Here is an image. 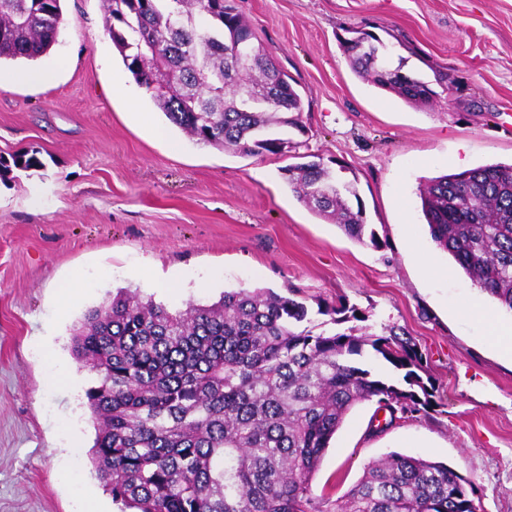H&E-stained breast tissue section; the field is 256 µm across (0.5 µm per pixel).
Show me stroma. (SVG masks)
I'll return each mask as SVG.
<instances>
[{"label":"stroma","mask_w":512,"mask_h":512,"mask_svg":"<svg viewBox=\"0 0 512 512\" xmlns=\"http://www.w3.org/2000/svg\"><path fill=\"white\" fill-rule=\"evenodd\" d=\"M258 42L297 82L300 154L341 165L381 247L363 245L297 200L288 158L195 143L139 88L104 30L103 0H63V67L46 87H0V155L35 150L42 168L0 177V512H119L95 476L85 392L97 376L71 352L83 313L120 288L170 310L224 290H297L316 331L318 303L345 299L369 323L405 328L428 358L440 404L430 418L374 422L357 405L312 481L334 508L365 466L392 452L448 464L481 512H512V360L498 326L474 315L476 288L430 237L425 179L512 163V0H233ZM368 25L408 70L440 65L460 96L426 106L362 80L340 46ZM415 234L448 278L421 279ZM80 276L67 303L59 285ZM177 287H169V280Z\"/></svg>","instance_id":"1"}]
</instances>
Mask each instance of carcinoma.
Listing matches in <instances>:
<instances>
[{"mask_svg":"<svg viewBox=\"0 0 512 512\" xmlns=\"http://www.w3.org/2000/svg\"><path fill=\"white\" fill-rule=\"evenodd\" d=\"M62 0H0V60H37L58 43ZM105 30L135 83L198 144L243 157L280 155L281 130L307 133L303 100L256 43L231 0H107ZM355 72L410 104L431 86L373 78L391 59L371 35L342 44ZM252 59L254 95L283 112L237 109L235 58ZM36 153L0 157V174L37 169ZM297 199L331 183L321 161L288 164ZM348 201L312 207L361 244L380 246L354 183ZM419 198L429 233L462 271L512 311V163L428 179ZM338 329L315 332L304 301L266 288L224 291L211 304L171 312L120 290L89 309L72 337L75 359L96 372L86 391L97 428L96 477L131 512H331L311 484L325 450L357 405L376 402L404 418L439 406L427 357L395 324L360 332L365 317L339 300L318 304ZM400 372L377 377L366 359ZM476 488L448 465L393 453L368 463L336 512H475Z\"/></svg>","mask_w":512,"mask_h":512,"instance_id":"1","label":"carcinoma"}]
</instances>
